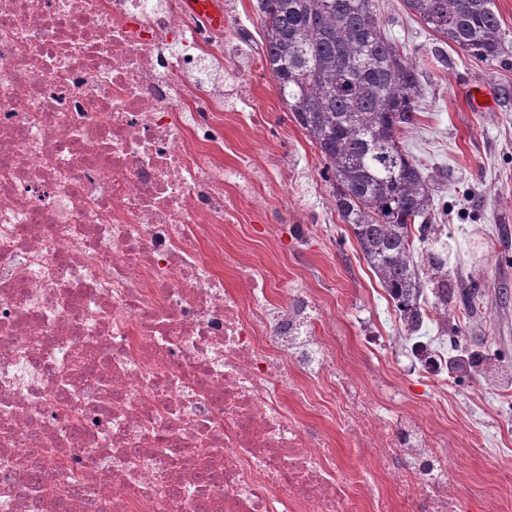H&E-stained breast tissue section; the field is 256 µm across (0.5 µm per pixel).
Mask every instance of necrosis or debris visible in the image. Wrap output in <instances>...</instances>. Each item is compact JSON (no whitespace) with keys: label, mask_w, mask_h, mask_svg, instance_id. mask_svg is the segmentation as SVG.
<instances>
[{"label":"necrosis or debris","mask_w":512,"mask_h":512,"mask_svg":"<svg viewBox=\"0 0 512 512\" xmlns=\"http://www.w3.org/2000/svg\"><path fill=\"white\" fill-rule=\"evenodd\" d=\"M224 30L183 0H0V498L69 449L66 512H461L414 412L361 391L328 436L288 405L330 364L303 297L224 286Z\"/></svg>","instance_id":"4bbe7bcc"}]
</instances>
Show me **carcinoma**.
I'll return each instance as SVG.
<instances>
[{"label": "carcinoma", "mask_w": 512, "mask_h": 512, "mask_svg": "<svg viewBox=\"0 0 512 512\" xmlns=\"http://www.w3.org/2000/svg\"><path fill=\"white\" fill-rule=\"evenodd\" d=\"M434 32L470 55L504 52L494 0H403ZM263 61L295 122L319 149L322 176L342 221L400 313L404 332L424 322L420 298L472 308L478 285L448 291L445 262L430 252L441 241L429 176L401 147L416 121L422 81L414 63L384 34L374 0H260ZM421 243L419 251L415 243ZM480 357H455L469 372ZM22 490L40 488L43 470L25 463Z\"/></svg>", "instance_id": "obj_1"}]
</instances>
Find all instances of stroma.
<instances>
[{
  "label": "stroma",
  "instance_id": "35a3bbf8",
  "mask_svg": "<svg viewBox=\"0 0 512 512\" xmlns=\"http://www.w3.org/2000/svg\"><path fill=\"white\" fill-rule=\"evenodd\" d=\"M224 74L245 86L229 95L224 114V192L234 218L224 226L225 251L242 254L247 272L267 284V297H311L319 335L334 364L302 380L305 398L327 406L310 416L314 428L343 451L336 392L344 372L364 388L373 416L396 427L419 409L449 462L469 480L459 493L471 512H512V0H495L504 34L502 56L478 60L444 41L406 12L403 0H375L383 31L403 47L423 83L418 120L405 147L431 178L435 214L444 235L448 286L480 287L477 314L456 308L447 327L424 323V342L458 339L488 356L478 369L448 379L423 376L414 342L401 336L399 312L342 222L319 150L281 100L261 61L257 0H222ZM489 92L477 110L473 87Z\"/></svg>",
  "mask_w": 512,
  "mask_h": 512
}]
</instances>
